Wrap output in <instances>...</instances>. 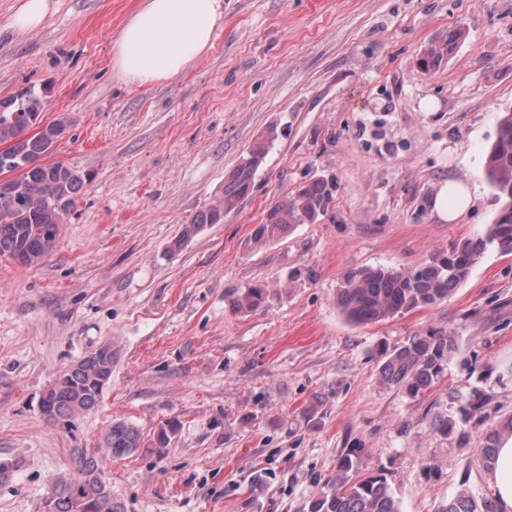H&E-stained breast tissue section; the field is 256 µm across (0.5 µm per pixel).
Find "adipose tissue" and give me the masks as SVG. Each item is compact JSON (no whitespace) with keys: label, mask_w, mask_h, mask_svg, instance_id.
<instances>
[{"label":"adipose tissue","mask_w":512,"mask_h":512,"mask_svg":"<svg viewBox=\"0 0 512 512\" xmlns=\"http://www.w3.org/2000/svg\"><path fill=\"white\" fill-rule=\"evenodd\" d=\"M223 18V0H144L112 44L114 66L133 84L173 79L208 51ZM472 202L468 184L449 182L434 194L432 210L440 220L454 222ZM490 487L501 512H512V433L497 442Z\"/></svg>","instance_id":"adipose-tissue-1"}]
</instances>
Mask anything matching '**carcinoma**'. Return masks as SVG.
Masks as SVG:
<instances>
[{
  "label": "carcinoma",
  "instance_id": "1",
  "mask_svg": "<svg viewBox=\"0 0 512 512\" xmlns=\"http://www.w3.org/2000/svg\"><path fill=\"white\" fill-rule=\"evenodd\" d=\"M463 33L455 30L448 39L432 44L421 56L425 69L449 54ZM44 108V98L33 90L0 99V257L23 267L40 263L57 242L59 224L71 214L84 177L62 162L40 163L62 137L66 123L58 120L32 133ZM278 138L270 129L253 143L246 157L224 180L218 204L197 213L183 229L187 237L203 224H219L250 192L255 175L270 145ZM484 176L493 189L499 210L483 233L465 239L446 254L434 253L409 270L366 267L347 273L338 289L336 304L353 325L378 323L398 314L430 308L446 300L468 278L489 249L512 253V109L497 116L496 136L484 163ZM328 184L316 181L275 202L252 239L266 245L283 236L295 224L316 220L330 199ZM268 300L267 289L252 286L234 301L237 310H253ZM455 337L429 331L403 342L385 343L378 352L379 374L387 385L410 395L425 392L445 374L448 361L457 353ZM116 351L100 347L67 368L43 393L40 411L50 423L67 422L73 416L95 409L112 378ZM107 454L123 457L140 445V434L132 425L117 422L104 436ZM46 512H124L112 498L98 459L82 452L77 473L51 481L45 500ZM309 512H401L387 479L377 473H359L358 459L348 454L336 463L335 475L311 502ZM442 512H500L493 495L476 502L465 492L448 499Z\"/></svg>",
  "mask_w": 512,
  "mask_h": 512
}]
</instances>
